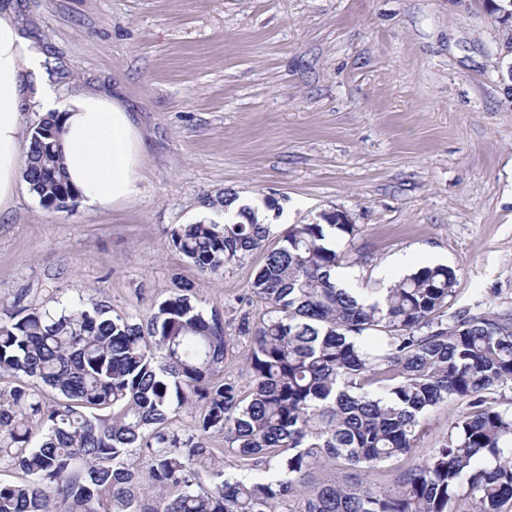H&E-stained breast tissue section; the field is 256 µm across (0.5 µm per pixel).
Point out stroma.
<instances>
[{
    "instance_id": "stroma-1",
    "label": "stroma",
    "mask_w": 512,
    "mask_h": 512,
    "mask_svg": "<svg viewBox=\"0 0 512 512\" xmlns=\"http://www.w3.org/2000/svg\"><path fill=\"white\" fill-rule=\"evenodd\" d=\"M60 99L118 97L147 145L141 192L118 208H45L20 183L0 216V310L107 301L146 318L178 283L224 313L226 377L257 303L255 253L205 277L169 229L223 222L229 191L291 225L342 212L351 288L436 264L453 308L512 312V98L495 20L457 0H16Z\"/></svg>"
}]
</instances>
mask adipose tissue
Wrapping results in <instances>:
<instances>
[{"label":"adipose tissue","instance_id":"ef3b65f1","mask_svg":"<svg viewBox=\"0 0 512 512\" xmlns=\"http://www.w3.org/2000/svg\"><path fill=\"white\" fill-rule=\"evenodd\" d=\"M28 100L58 118L63 161L85 204L116 207L139 195L146 148L132 113L97 93L58 100L7 0L0 5V214L10 209L19 184Z\"/></svg>","mask_w":512,"mask_h":512}]
</instances>
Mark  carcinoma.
Segmentation results:
<instances>
[{
    "mask_svg": "<svg viewBox=\"0 0 512 512\" xmlns=\"http://www.w3.org/2000/svg\"><path fill=\"white\" fill-rule=\"evenodd\" d=\"M506 2L484 0L512 46ZM49 115L34 128L23 176L47 208L67 210L68 183ZM235 198L208 196L224 223L177 224L168 243L199 273L255 252L261 304L238 325L252 337L247 386L224 377V314L189 284L140 320L102 301L23 307L0 322V512H504L512 506V412L492 394L512 384V312L448 313L455 272L421 267L387 288L336 282L337 246L356 224L322 214L294 224L270 249L273 225ZM456 401L448 436L410 457L433 409ZM190 417L189 423L183 416ZM221 435L229 449L214 448ZM231 452L235 470L224 469ZM144 460L145 471L130 462ZM332 461L358 477L310 486Z\"/></svg>",
    "mask_w": 512,
    "mask_h": 512,
    "instance_id": "obj_1",
    "label": "carcinoma"
}]
</instances>
